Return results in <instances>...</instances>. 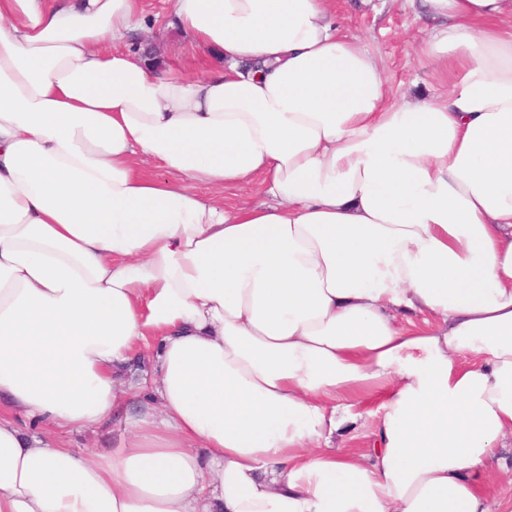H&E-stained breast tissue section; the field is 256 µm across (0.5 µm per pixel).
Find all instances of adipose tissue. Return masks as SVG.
<instances>
[{"instance_id":"adipose-tissue-1","label":"adipose tissue","mask_w":512,"mask_h":512,"mask_svg":"<svg viewBox=\"0 0 512 512\" xmlns=\"http://www.w3.org/2000/svg\"><path fill=\"white\" fill-rule=\"evenodd\" d=\"M424 2L448 90L392 104L332 0H176L220 66L164 72L140 0H0V512H489L512 0ZM257 175L265 205L192 190ZM151 347L137 407L117 375ZM125 437L123 424L118 420H112L95 431L73 429L61 435L60 439L67 448H94L98 452H110L112 448H119ZM369 429V423L348 427L341 432V436H336V445L347 447L343 449L351 452H363L369 448L370 438L366 436Z\"/></svg>"}]
</instances>
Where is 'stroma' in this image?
Listing matches in <instances>:
<instances>
[{
  "label": "stroma",
  "mask_w": 512,
  "mask_h": 512,
  "mask_svg": "<svg viewBox=\"0 0 512 512\" xmlns=\"http://www.w3.org/2000/svg\"><path fill=\"white\" fill-rule=\"evenodd\" d=\"M142 3L150 17L149 27L141 37L144 50L157 66H182L190 59L193 48L188 38L166 25L174 0ZM334 5L343 16L348 33L359 37L380 58L390 102L441 90V82L422 54L431 25L418 18V10L411 7L409 0H334ZM125 437L123 424L114 420L94 431L72 430L61 440L69 448L108 452L120 447ZM478 482L491 507L512 501V447L500 451L498 466L482 472Z\"/></svg>",
  "instance_id": "35a3bbf8"
}]
</instances>
